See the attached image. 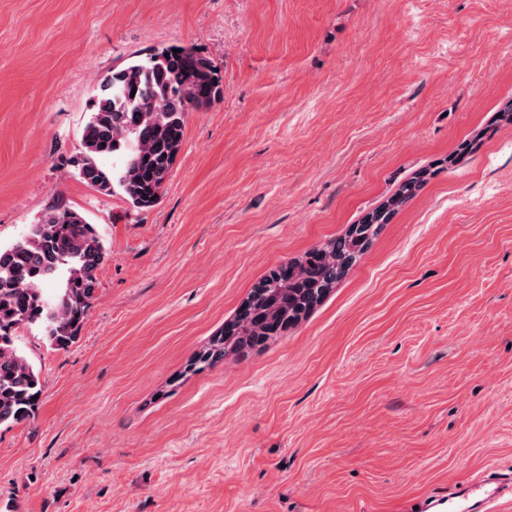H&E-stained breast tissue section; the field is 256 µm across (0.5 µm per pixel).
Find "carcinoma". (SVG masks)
Segmentation results:
<instances>
[{
	"label": "carcinoma",
	"instance_id": "1",
	"mask_svg": "<svg viewBox=\"0 0 512 512\" xmlns=\"http://www.w3.org/2000/svg\"><path fill=\"white\" fill-rule=\"evenodd\" d=\"M220 83L214 62L186 47L112 72L103 79V95L93 102L81 134L79 177L104 193L120 189L136 208L154 206L182 147L188 112L220 98ZM110 157L120 166L108 169ZM420 181L403 182L392 203L401 207L413 199ZM382 228H363L368 233L363 239L350 230L320 248L321 257L305 253L294 261L291 282L273 285L262 277L250 291L254 311L237 314L241 334L228 342L215 337L201 358L217 362L228 351L254 347L269 313L286 310L293 322L301 320L347 275ZM106 259L94 225L58 201L19 240L0 246V424L26 421L38 403L34 396L42 393L39 372L15 345L17 332L36 326L57 350L75 343ZM51 284L57 288L49 295Z\"/></svg>",
	"mask_w": 512,
	"mask_h": 512
}]
</instances>
